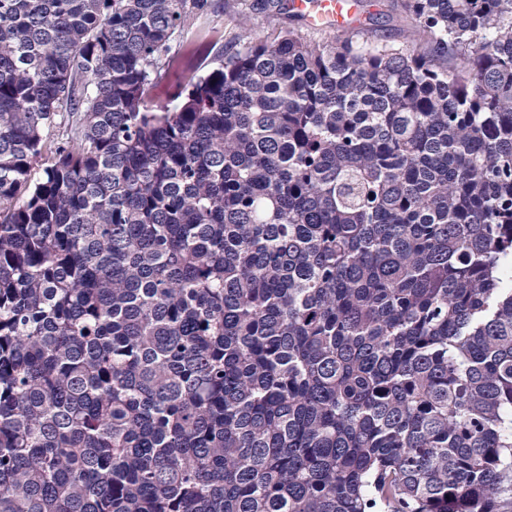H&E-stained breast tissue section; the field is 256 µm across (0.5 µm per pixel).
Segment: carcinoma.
<instances>
[{
    "instance_id": "1",
    "label": "carcinoma",
    "mask_w": 512,
    "mask_h": 512,
    "mask_svg": "<svg viewBox=\"0 0 512 512\" xmlns=\"http://www.w3.org/2000/svg\"><path fill=\"white\" fill-rule=\"evenodd\" d=\"M390 6L0 0V512L512 504V0ZM235 3L234 10L221 8L217 13L203 16L192 31L177 34L171 51L172 67L155 91L154 105L158 109H172L178 104L180 99H175L176 94L192 75L200 73L195 68L202 58L207 56V62L212 66L224 55L229 33L237 31L239 13L244 12L249 16L257 34H266L268 24L257 0H237ZM356 0H291L297 13L304 15L311 24L323 20L333 24L332 28H324L315 33V36L324 40H342L348 35L346 26L357 24ZM344 27V28H340ZM339 28V29H336ZM347 31V32H346ZM362 1L366 15L362 38L378 43L406 44L412 25L403 14L389 7L384 0Z\"/></svg>"
}]
</instances>
